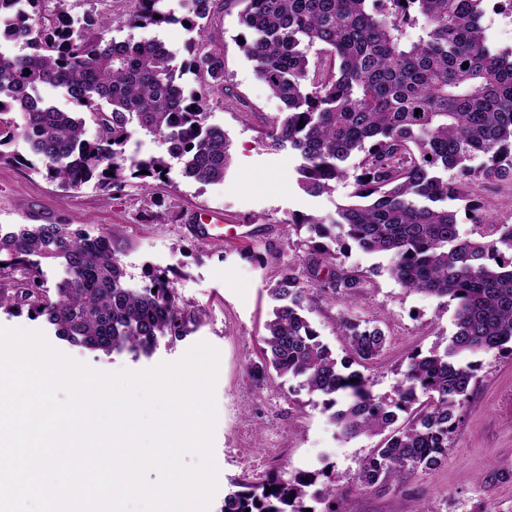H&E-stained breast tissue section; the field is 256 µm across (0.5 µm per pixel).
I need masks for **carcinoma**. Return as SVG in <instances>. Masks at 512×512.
<instances>
[{"label": "carcinoma", "instance_id": "1", "mask_svg": "<svg viewBox=\"0 0 512 512\" xmlns=\"http://www.w3.org/2000/svg\"><path fill=\"white\" fill-rule=\"evenodd\" d=\"M67 0H0V163H27L10 150L25 141L45 176L64 191L89 182L120 198L139 184L147 190L173 164L206 185L224 180L231 143L207 123L212 97L239 111L249 103L224 79V52L207 36L219 0H182L177 18L166 0H107L102 13L75 24ZM485 0H224L238 8V46L259 78L282 103L264 124L266 144L300 153V187L312 194L336 183L352 187L336 215L284 223L391 257L390 273L405 290L456 303V331L443 353L411 355L397 383V399L373 395L369 381L339 362L304 316L310 289L321 285L343 298L364 280L336 265V250L311 246L302 262L313 281L302 285L292 266L269 293L280 305L262 337L264 381L270 372L300 380L323 396L324 410L345 438L389 434L365 460L360 486L384 485L395 472L437 467L476 377L462 355H512V224L493 225V236L460 233L458 210L468 221L490 224L484 207L468 199L478 179L512 180V50L489 44L481 26ZM186 22L196 37L177 57L156 36L117 41L112 26L142 30ZM418 29L408 39L403 27ZM314 56H309L311 48ZM206 91L189 90L184 76ZM60 90L79 107L60 111L41 88ZM303 127H298L299 122ZM95 127L85 138L86 123ZM180 152L141 157L130 146V125ZM431 159H426V156ZM479 164H474V161ZM0 266L19 273L0 288V309L43 317L73 344L110 353L150 354L158 339L186 332L185 312L164 273L131 287L112 252L109 234L90 236L70 224H15L0 233ZM60 260L68 278L44 286L40 260ZM327 277L319 279L322 269ZM337 331L358 363L378 358L387 338L351 312ZM428 402L397 429V412ZM318 472L275 474L261 482L234 481L222 512H336V489L309 491ZM271 492H266V488Z\"/></svg>", "mask_w": 512, "mask_h": 512}]
</instances>
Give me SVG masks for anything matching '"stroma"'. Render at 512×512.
<instances>
[{"instance_id":"stroma-1","label":"stroma","mask_w":512,"mask_h":512,"mask_svg":"<svg viewBox=\"0 0 512 512\" xmlns=\"http://www.w3.org/2000/svg\"><path fill=\"white\" fill-rule=\"evenodd\" d=\"M236 10H216L207 32L224 52L225 78L253 109L252 116L216 103L210 125L222 128L231 142L232 161L222 182L200 185L172 167L154 190L165 204L152 222L143 218L140 189L122 198L84 186L64 196L56 183L28 167L0 164V228L41 216L70 224L90 235L108 231L112 248L130 284L141 286L152 271L170 278L189 322L180 339H161L151 356L102 355L58 336L43 318L0 311V326L42 331L63 353L104 372L145 370L180 359L192 345L205 341L220 352L215 387L218 419L214 455L219 468L218 490L209 512H222L231 481L250 473L319 472V484L340 490L337 512H512V355L480 354L481 368L468 402L459 412L448 456L436 469L398 474L385 485L363 489L360 467L377 438L340 435L325 412L320 395L301 389L295 379L271 377L257 382L250 369L261 364L264 324L275 306L268 293L282 264L297 265L309 250L307 228L288 230V217L329 216L345 203L349 186L337 185L322 194L305 192L298 184L300 156L288 149L272 150L261 136V121L275 116L281 103L271 96L241 52ZM473 198L485 203L494 223L512 224V184L479 182ZM213 211L231 223L247 225L246 240L212 244L194 236L191 226ZM341 265L365 280L356 297L344 300L312 290L305 315L337 359L349 349L336 332L341 314L353 311L382 328L386 349L357 370L380 398L394 396V387L408 358L416 352L444 350L455 331V305L448 299L401 288L391 276V258L356 247L343 250Z\"/></svg>"}]
</instances>
